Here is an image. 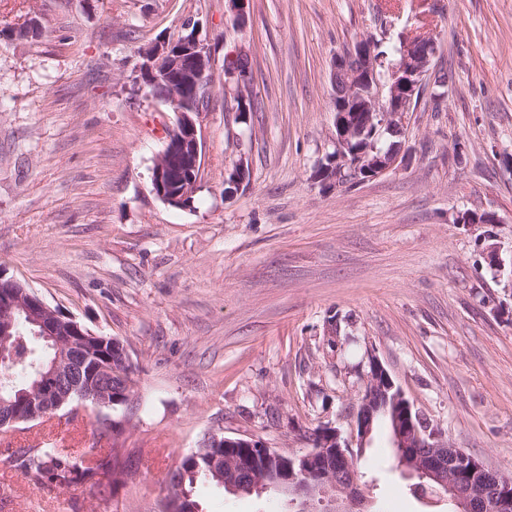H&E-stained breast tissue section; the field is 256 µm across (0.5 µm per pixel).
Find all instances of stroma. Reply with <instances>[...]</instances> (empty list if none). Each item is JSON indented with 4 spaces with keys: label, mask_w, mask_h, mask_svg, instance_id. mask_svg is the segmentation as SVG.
<instances>
[{
    "label": "stroma",
    "mask_w": 512,
    "mask_h": 512,
    "mask_svg": "<svg viewBox=\"0 0 512 512\" xmlns=\"http://www.w3.org/2000/svg\"><path fill=\"white\" fill-rule=\"evenodd\" d=\"M0 0V271L127 348L134 386L107 410L133 472L100 495L35 484L10 453L41 442L99 454L95 410L0 430V512H159L168 475L212 433L298 454L347 427L370 358L449 442L512 474V0ZM199 18L216 58L250 51L256 112L239 124L216 73L186 207L151 171L176 116L135 89L139 48ZM36 19L37 37L11 29ZM432 33L447 100L423 91L405 161L329 188L336 55ZM247 151L249 185L224 196ZM492 212V224L457 213ZM498 247L500 264L489 263ZM375 437L359 469L369 512H448L415 492ZM201 512H277L272 493L195 486Z\"/></svg>",
    "instance_id": "35a3bbf8"
}]
</instances>
